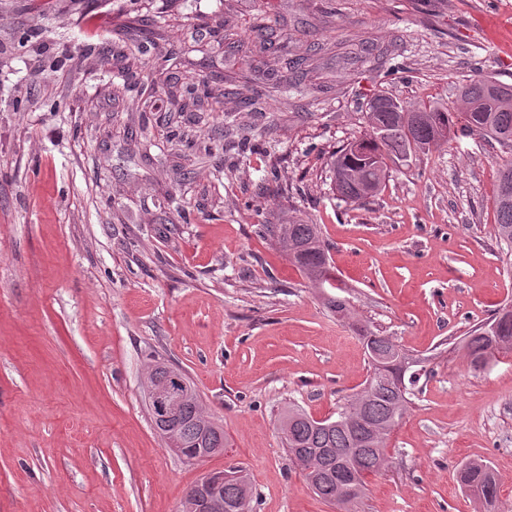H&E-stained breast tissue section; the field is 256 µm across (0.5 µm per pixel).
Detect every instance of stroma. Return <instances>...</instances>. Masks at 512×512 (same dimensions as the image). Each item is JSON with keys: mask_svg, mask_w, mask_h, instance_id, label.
Masks as SVG:
<instances>
[{"mask_svg": "<svg viewBox=\"0 0 512 512\" xmlns=\"http://www.w3.org/2000/svg\"><path fill=\"white\" fill-rule=\"evenodd\" d=\"M49 14L0 0V512H182L230 466L252 512H335L279 422L362 388L356 320L427 359L358 512H477L456 480L474 459L512 512V355L476 370L459 344L512 303L499 145L474 134L391 165L363 204L337 198L328 166L377 93L455 112L460 84H512V0H51ZM292 214L320 225L351 319L258 234ZM156 357L223 425L222 454L189 462L156 433Z\"/></svg>", "mask_w": 512, "mask_h": 512, "instance_id": "stroma-1", "label": "stroma"}]
</instances>
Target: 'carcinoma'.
Wrapping results in <instances>:
<instances>
[{
  "label": "carcinoma",
  "mask_w": 512,
  "mask_h": 512,
  "mask_svg": "<svg viewBox=\"0 0 512 512\" xmlns=\"http://www.w3.org/2000/svg\"><path fill=\"white\" fill-rule=\"evenodd\" d=\"M464 103L460 112L430 106H392L391 96L378 94L368 103V130L359 138L364 152L344 144L331 155L330 170L338 199L361 203L376 196L383 187L388 162H403L412 155L439 146L456 137V132H479L496 142L507 158L499 171L495 196L497 235L512 249V85L494 79H478L458 88ZM258 233L283 248L299 271L318 284H345L336 279L328 250L317 224L294 217L285 224H261ZM326 307L340 318H351L349 302L338 296L325 299ZM365 348L387 357L399 351L409 354L389 337L365 325H354ZM464 350L471 365L480 369L499 352L512 353V304L504 305L491 319L473 327L464 337ZM369 373L363 388L336 414L319 422L304 410L290 406L281 419V431L291 460L308 457L312 468L304 476L313 491L337 512H349V504L337 499L336 474L351 469L356 474V499H361L367 478L379 473L388 460L387 440L410 404V391L417 377L410 376L403 388L391 383L395 369L384 375L375 361L368 360ZM186 397L166 447L186 457L205 449L206 456L226 448L224 429L208 417L192 383H186ZM461 488L481 500L486 508H499V482L493 468L484 461L462 464ZM205 489L202 495L230 506L239 501L241 484H249L245 470Z\"/></svg>",
  "instance_id": "cac0c4a2"
}]
</instances>
